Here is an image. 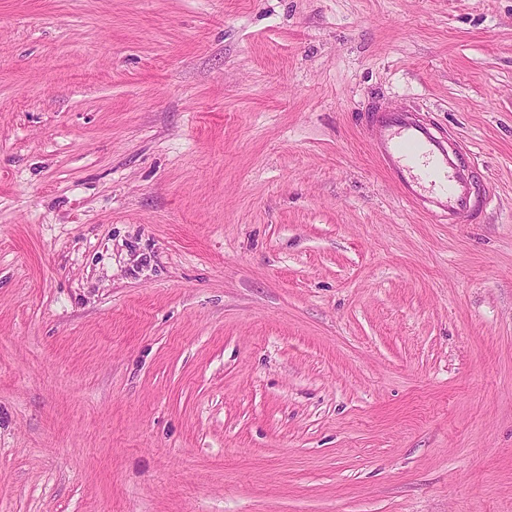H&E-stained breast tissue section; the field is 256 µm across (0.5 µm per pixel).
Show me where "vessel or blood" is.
Masks as SVG:
<instances>
[{"label": "vessel or blood", "instance_id": "b4317fda", "mask_svg": "<svg viewBox=\"0 0 512 512\" xmlns=\"http://www.w3.org/2000/svg\"><path fill=\"white\" fill-rule=\"evenodd\" d=\"M371 126L373 155L408 204L445 224L477 215L484 202L467 145L449 147L447 136L409 110L374 111Z\"/></svg>", "mask_w": 512, "mask_h": 512}]
</instances>
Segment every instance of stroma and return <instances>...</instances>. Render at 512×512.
<instances>
[{
    "instance_id": "stroma-1",
    "label": "stroma",
    "mask_w": 512,
    "mask_h": 512,
    "mask_svg": "<svg viewBox=\"0 0 512 512\" xmlns=\"http://www.w3.org/2000/svg\"><path fill=\"white\" fill-rule=\"evenodd\" d=\"M0 512H512V0H0ZM412 112L372 111L374 157L412 207L444 224L474 217L485 201L476 194L471 150L450 148L447 136Z\"/></svg>"
}]
</instances>
